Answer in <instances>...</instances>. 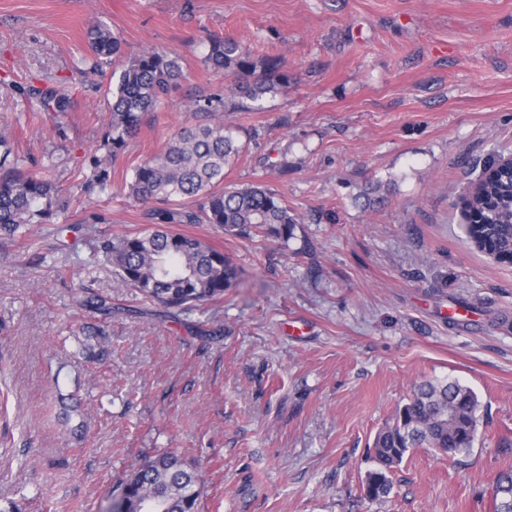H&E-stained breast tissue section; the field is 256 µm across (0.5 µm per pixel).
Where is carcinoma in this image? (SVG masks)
<instances>
[{"label": "carcinoma", "instance_id": "carcinoma-1", "mask_svg": "<svg viewBox=\"0 0 512 512\" xmlns=\"http://www.w3.org/2000/svg\"><path fill=\"white\" fill-rule=\"evenodd\" d=\"M91 70L115 67L112 103L98 145L83 156L87 169L74 186H59L35 170L0 140V235L13 237L27 224H55L80 199L90 200L112 183V165L129 141L154 117L155 110L183 75L180 57L163 49L146 50L122 59L121 36L104 24L87 30ZM205 64L232 78L228 92L239 106L276 94L288 85L279 55H255L242 41H210ZM23 94L43 112L62 115L73 100L59 85L28 84ZM224 110L221 95H197L191 100L196 123L178 129L157 155L135 169L129 196L153 204L146 212L156 225L138 234L104 237L100 252L115 268L117 284L169 308L189 310L224 296L238 273L229 257L199 240L179 233L174 224H215L224 233L271 236L288 241L298 215L274 191L262 186L226 190L224 168L240 153V145L224 124L215 120ZM490 177L467 205L479 225H467L468 237L480 250L485 244L499 252L512 250V176ZM476 394L457 381H424L399 408L395 421L381 429L372 443L375 468L363 493L371 501L389 495L390 471L412 448H433L462 454L472 447L478 425ZM200 474L177 455L164 453L129 478L106 512H194ZM495 512H512V470L499 474Z\"/></svg>", "mask_w": 512, "mask_h": 512}]
</instances>
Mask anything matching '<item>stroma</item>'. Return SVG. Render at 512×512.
Masks as SVG:
<instances>
[{
  "label": "stroma",
  "mask_w": 512,
  "mask_h": 512,
  "mask_svg": "<svg viewBox=\"0 0 512 512\" xmlns=\"http://www.w3.org/2000/svg\"><path fill=\"white\" fill-rule=\"evenodd\" d=\"M96 23L125 56L174 50L184 78L111 188L60 223L99 212L105 235L147 230L135 169L190 97L231 83L203 62L211 36L284 58L287 88L219 115L243 146L224 187L270 188L301 222L285 242L178 225L238 270L185 312L118 287L75 233L66 250L45 225L0 240V512H105L167 452L199 471L197 512H495L512 468V266L469 242L460 197L512 153V0H0V138L66 186L109 113ZM62 77L76 104L58 118L19 91ZM92 295L111 314L81 307ZM457 298L471 311L453 326ZM443 379L478 397L472 448L412 449L368 500L376 433Z\"/></svg>",
  "instance_id": "35a3bbf8"
}]
</instances>
